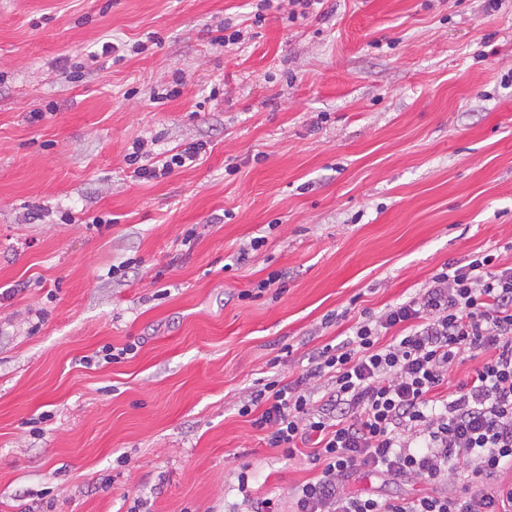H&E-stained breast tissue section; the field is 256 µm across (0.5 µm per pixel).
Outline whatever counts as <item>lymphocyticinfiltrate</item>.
<instances>
[{"instance_id": "f902f5d3", "label": "lymphocytic infiltrate", "mask_w": 512, "mask_h": 512, "mask_svg": "<svg viewBox=\"0 0 512 512\" xmlns=\"http://www.w3.org/2000/svg\"><path fill=\"white\" fill-rule=\"evenodd\" d=\"M196 142L127 160L139 180L192 165ZM491 358L454 391L443 392L456 363ZM329 390L315 401V383ZM240 415L270 447L293 459L308 449L318 476L292 493L293 512H512V266L488 252L444 264L422 292L364 313L352 336L325 345L289 383L270 379ZM392 480L462 485L459 494L408 498L352 494L358 471Z\"/></svg>"}]
</instances>
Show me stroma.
Masks as SVG:
<instances>
[{"mask_svg": "<svg viewBox=\"0 0 512 512\" xmlns=\"http://www.w3.org/2000/svg\"><path fill=\"white\" fill-rule=\"evenodd\" d=\"M255 4L0 0V512H287L319 469L239 415L259 380L445 263L512 265V0ZM137 139L207 153L136 182Z\"/></svg>", "mask_w": 512, "mask_h": 512, "instance_id": "35a3bbf8", "label": "stroma"}]
</instances>
